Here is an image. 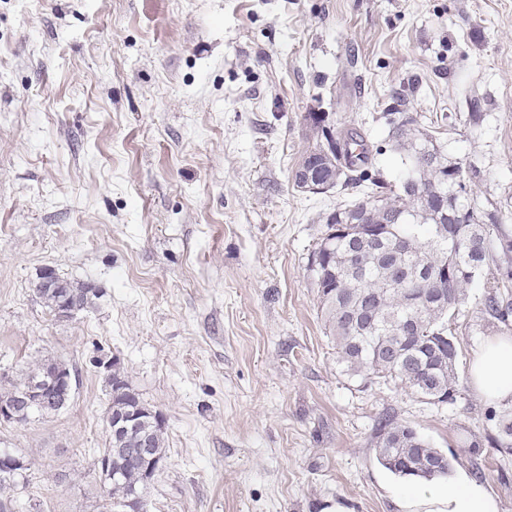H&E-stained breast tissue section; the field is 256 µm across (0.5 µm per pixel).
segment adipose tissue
<instances>
[{
	"instance_id": "adipose-tissue-1",
	"label": "adipose tissue",
	"mask_w": 512,
	"mask_h": 512,
	"mask_svg": "<svg viewBox=\"0 0 512 512\" xmlns=\"http://www.w3.org/2000/svg\"><path fill=\"white\" fill-rule=\"evenodd\" d=\"M472 388L492 405L512 403V335L484 340L468 366ZM400 512H500L485 482L463 472L436 478L401 493Z\"/></svg>"
}]
</instances>
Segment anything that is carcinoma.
Masks as SVG:
<instances>
[{
    "label": "carcinoma",
    "instance_id": "1",
    "mask_svg": "<svg viewBox=\"0 0 512 512\" xmlns=\"http://www.w3.org/2000/svg\"><path fill=\"white\" fill-rule=\"evenodd\" d=\"M408 104L407 95L394 92L383 118L390 126L387 145L401 164L420 156L412 184L386 181L373 164L384 147L368 143L357 128L336 132L312 118L313 141L306 150L333 136L346 139L350 150L333 154L332 173L338 185L364 187L365 197L340 203L327 215L308 270L317 288L318 314L325 334L335 341L336 363L344 375L365 386L392 384L435 406L452 405L459 393L452 322L467 304V287L491 266L496 276L481 299V311L506 326L512 322V236L474 190L481 171L442 154ZM62 283L59 289L37 283L35 294L52 313L63 293L77 311L86 310L90 289ZM407 319L416 321L410 336L401 331ZM57 364V358L45 356L16 377L1 376L0 402L17 399ZM126 411L140 421L122 434L108 433L100 456L112 460V471L120 473L108 484L107 512H118L140 491L141 471L129 456L142 438L152 454L166 456L161 415L137 393L113 390L112 414ZM490 420L496 431L490 442L505 464L512 457V404L491 411ZM373 443L378 462L404 480H431L452 467L445 453L389 413L376 419ZM27 470L26 464L17 473L0 474V512H22L9 492L26 479Z\"/></svg>",
    "mask_w": 512,
    "mask_h": 512
}]
</instances>
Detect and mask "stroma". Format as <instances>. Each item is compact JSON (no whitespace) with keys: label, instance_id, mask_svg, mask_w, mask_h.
Masks as SVG:
<instances>
[{"label":"stroma","instance_id":"35a3bbf8","mask_svg":"<svg viewBox=\"0 0 512 512\" xmlns=\"http://www.w3.org/2000/svg\"><path fill=\"white\" fill-rule=\"evenodd\" d=\"M394 89L512 234V0H0V374L51 355L77 378L61 413L0 423L24 512H102L109 359L165 420L145 512H398L385 410L512 512L467 374L504 330L483 279L448 406L343 375L317 316L309 258L349 194L295 188L308 115L377 145ZM47 268L91 306L57 319ZM53 276L55 275L51 271H45L40 275L39 281L41 283L45 282L48 286L52 287ZM61 282L63 283L61 289L49 288L46 285H42L36 282L34 291L44 306L56 316L58 297L65 291L73 308H75L78 312L86 310L90 304L88 296L90 288L76 286L64 278H61Z\"/></svg>","mask_w":512,"mask_h":512}]
</instances>
